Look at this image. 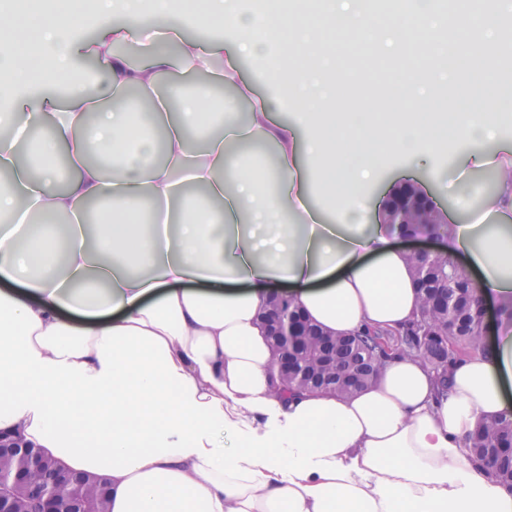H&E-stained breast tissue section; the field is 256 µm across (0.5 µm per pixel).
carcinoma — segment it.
Returning <instances> with one entry per match:
<instances>
[{"instance_id": "cac0c4a2", "label": "carcinoma", "mask_w": 512, "mask_h": 512, "mask_svg": "<svg viewBox=\"0 0 512 512\" xmlns=\"http://www.w3.org/2000/svg\"><path fill=\"white\" fill-rule=\"evenodd\" d=\"M422 310L405 331L390 334L393 350L420 359L439 377L445 367L460 355L484 350L482 319L477 309L475 287L452 256L411 258ZM445 286L450 307L439 309L432 302L431 290ZM383 335L375 332L338 336L328 347L310 341L300 352L301 374L288 379L286 390L352 394L374 383L386 352L380 347ZM470 452L494 462V477L512 485V420L481 425Z\"/></svg>"}]
</instances>
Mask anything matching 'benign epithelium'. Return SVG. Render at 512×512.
<instances>
[{
    "label": "benign epithelium",
    "mask_w": 512,
    "mask_h": 512,
    "mask_svg": "<svg viewBox=\"0 0 512 512\" xmlns=\"http://www.w3.org/2000/svg\"><path fill=\"white\" fill-rule=\"evenodd\" d=\"M384 202L390 203V207L383 209L384 223H424L423 213L427 208L410 191H405L394 200L387 197ZM273 301L280 303L284 310L266 324L267 335L275 337L277 343L270 371L280 378L294 376L299 371L295 356L298 340L310 335V330L301 317L300 308L286 310L288 294L277 293ZM2 456L11 458L13 466L5 473H0V512H63L56 495L58 487L71 490L72 512H90L83 505L82 477L65 468L42 449L19 437L0 432ZM35 471L41 472L44 477L42 488L36 493L32 491L29 480L30 474Z\"/></svg>",
    "instance_id": "obj_1"
}]
</instances>
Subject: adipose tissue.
<instances>
[{
    "instance_id": "1",
    "label": "adipose tissue",
    "mask_w": 512,
    "mask_h": 512,
    "mask_svg": "<svg viewBox=\"0 0 512 512\" xmlns=\"http://www.w3.org/2000/svg\"><path fill=\"white\" fill-rule=\"evenodd\" d=\"M36 25L0 10V70L14 111L0 128V430L22 436L110 489V512H512V486L470 454L478 422L512 419V326H494L481 353L454 360L445 379L414 357L388 356L377 384L349 396L283 393L259 316L281 289L323 331L395 333L420 314L407 251L367 192L385 160L441 175L450 146L461 174L496 172L468 222L452 224L444 253L462 259L485 304L512 300V144L496 141L504 88L499 54L512 44L502 0H411L405 18L369 15L363 0H312L288 20L291 49L332 30L366 31L389 51L427 46L451 28L446 71L422 72L390 99L345 112L342 67L290 68L253 101L243 57H261L272 15L238 0H207L205 16L175 18L170 0H93L122 11L95 43L70 0ZM172 31L174 53L131 65L114 47L152 40L140 19ZM223 39L180 33L182 22ZM93 54L111 98L29 97ZM179 66L216 76L248 103L215 134L207 88L186 96L159 80ZM449 75L454 93L430 87ZM296 102L292 123L273 107ZM94 113L84 125L83 113ZM265 143L272 167L233 145ZM497 142V141H496ZM201 196L184 195L183 184ZM71 218L70 245L27 236L32 217Z\"/></svg>"
}]
</instances>
